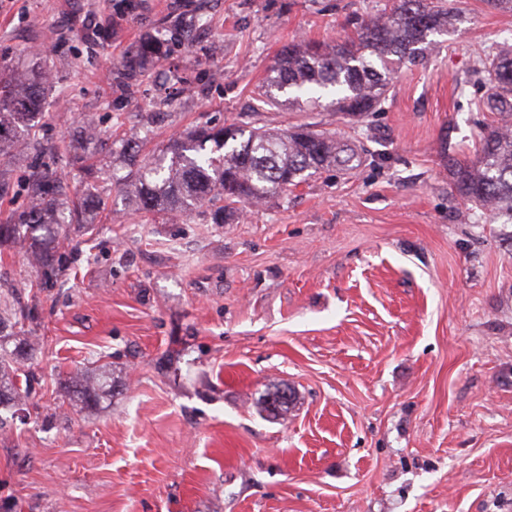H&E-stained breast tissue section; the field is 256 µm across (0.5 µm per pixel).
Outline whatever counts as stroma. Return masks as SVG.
Masks as SVG:
<instances>
[{
    "label": "stroma",
    "instance_id": "35a3bbf8",
    "mask_svg": "<svg viewBox=\"0 0 512 512\" xmlns=\"http://www.w3.org/2000/svg\"><path fill=\"white\" fill-rule=\"evenodd\" d=\"M465 18L424 66L398 70L380 111L259 110L283 46L345 35L387 0H0V66L51 78L43 158L13 170L0 219L28 203L36 162L71 177L69 133L88 149L112 220L61 237L75 260L54 286L23 248L0 250L38 339L27 421L0 419V512H512V224L456 195L449 158L475 157L486 94L472 70L512 47V13L449 0ZM194 21L136 85L116 80L144 39ZM307 126L360 146L326 170L216 224L131 215L110 175L122 140L142 157L214 125ZM111 369L104 408L64 404L70 376ZM294 388L286 420L261 412Z\"/></svg>",
    "mask_w": 512,
    "mask_h": 512
}]
</instances>
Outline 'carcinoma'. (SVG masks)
<instances>
[{
  "label": "carcinoma",
  "instance_id": "carcinoma-1",
  "mask_svg": "<svg viewBox=\"0 0 512 512\" xmlns=\"http://www.w3.org/2000/svg\"><path fill=\"white\" fill-rule=\"evenodd\" d=\"M462 20L441 0H393L383 17L364 19L343 37L329 41L290 43L269 68L261 85L264 103L289 111L319 107L351 117L377 112L385 100L395 70L402 64H425L439 41ZM153 41L138 47L125 62L120 76L135 79L159 59ZM480 69L487 74L484 108L496 112L500 122L481 132L476 159L448 158L454 192L482 210L490 222L512 221V49L486 56ZM48 72H0V153L43 145L36 130L50 94ZM358 153L335 135L307 128L278 130L244 128L230 124L191 130L171 138L151 162L130 171L126 200L138 214L155 209L178 214L195 203L220 202L214 220L222 224L235 206L253 204L298 186L322 170L336 166L353 171ZM30 209L16 219L0 222V246H28L44 284L61 276L71 264L70 251L59 241V229L79 224L92 231L86 216L104 209V197L88 192L80 198L61 193V181L35 167L29 173ZM21 293L0 290V409L7 412L26 402L30 379L18 381L20 362L35 350L34 342L16 331L10 321L24 311ZM106 375L79 374L64 388L72 406L101 403L111 391ZM288 401L275 406L264 400L267 416L279 420L295 406L292 388Z\"/></svg>",
  "mask_w": 512,
  "mask_h": 512
}]
</instances>
